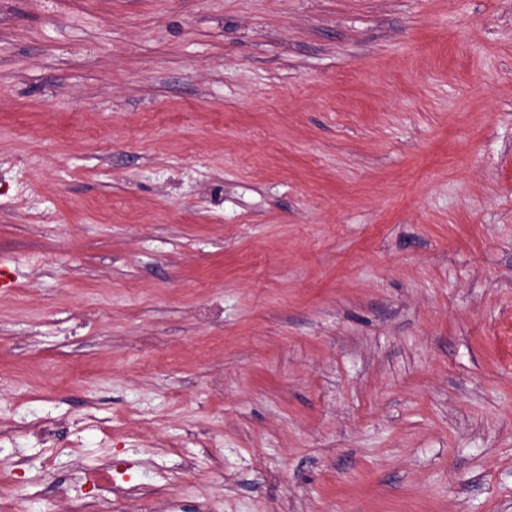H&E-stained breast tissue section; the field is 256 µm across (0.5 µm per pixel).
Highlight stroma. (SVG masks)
Instances as JSON below:
<instances>
[{
	"label": "stroma",
	"instance_id": "35a3bbf8",
	"mask_svg": "<svg viewBox=\"0 0 512 512\" xmlns=\"http://www.w3.org/2000/svg\"><path fill=\"white\" fill-rule=\"evenodd\" d=\"M512 512V0H0V503Z\"/></svg>",
	"mask_w": 512,
	"mask_h": 512
}]
</instances>
